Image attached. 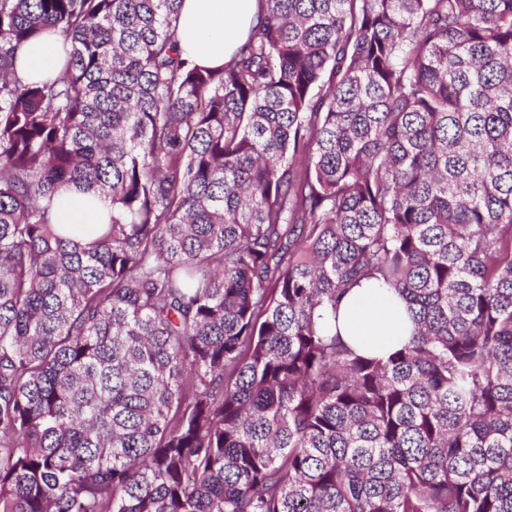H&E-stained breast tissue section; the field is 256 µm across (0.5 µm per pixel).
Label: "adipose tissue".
<instances>
[{
  "label": "adipose tissue",
  "mask_w": 512,
  "mask_h": 512,
  "mask_svg": "<svg viewBox=\"0 0 512 512\" xmlns=\"http://www.w3.org/2000/svg\"><path fill=\"white\" fill-rule=\"evenodd\" d=\"M259 16V0H183L177 38L184 57L205 68L223 66L245 42ZM60 63L61 41L49 35L26 46L17 72L23 79L41 80L57 73ZM111 213L109 203L72 191L56 209L55 221L79 226L88 235ZM337 328L360 352L384 358L408 339L413 325L398 295L364 281L342 304Z\"/></svg>",
  "instance_id": "adipose-tissue-1"
}]
</instances>
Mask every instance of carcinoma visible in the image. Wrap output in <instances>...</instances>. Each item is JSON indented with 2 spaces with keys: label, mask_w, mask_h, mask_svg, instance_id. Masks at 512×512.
<instances>
[{
  "label": "carcinoma",
  "mask_w": 512,
  "mask_h": 512,
  "mask_svg": "<svg viewBox=\"0 0 512 512\" xmlns=\"http://www.w3.org/2000/svg\"><path fill=\"white\" fill-rule=\"evenodd\" d=\"M181 3L0 0V512H512V0ZM259 16V0H183L177 28L183 56L200 67L223 66ZM61 63V41L55 35L30 43L23 50L17 72L24 80H41L58 72ZM112 214V207L102 200L90 201L85 195L71 191L55 210L56 224H74L83 234L89 235L95 224L106 223ZM337 328L361 353L386 358L411 336L413 325L398 295L363 281L342 304Z\"/></svg>",
  "instance_id": "obj_1"
}]
</instances>
